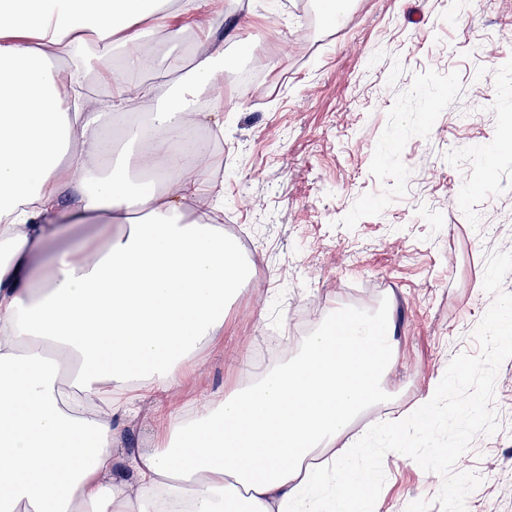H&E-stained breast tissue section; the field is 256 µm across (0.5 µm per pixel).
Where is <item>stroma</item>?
Wrapping results in <instances>:
<instances>
[{
    "instance_id": "1",
    "label": "stroma",
    "mask_w": 512,
    "mask_h": 512,
    "mask_svg": "<svg viewBox=\"0 0 512 512\" xmlns=\"http://www.w3.org/2000/svg\"><path fill=\"white\" fill-rule=\"evenodd\" d=\"M241 0L216 38L256 82L224 83L226 237L251 268L200 349L182 397L201 400L296 354L306 330L346 306L390 312L396 362L388 399L356 426L413 406L460 353L492 303L487 257L512 252V155L484 153L512 127V0H353L340 25L314 0ZM240 40H233V32ZM267 326H260V319ZM498 431L476 437L464 471L480 476L466 512H512V359L500 367ZM154 398L123 431L113 467L155 442ZM378 512L433 500L442 478L404 455L383 459ZM494 499H487V490ZM431 512H440L434 505Z\"/></svg>"
}]
</instances>
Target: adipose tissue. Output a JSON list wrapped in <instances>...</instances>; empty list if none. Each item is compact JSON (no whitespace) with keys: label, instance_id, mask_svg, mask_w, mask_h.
<instances>
[{"label":"adipose tissue","instance_id":"obj_1","mask_svg":"<svg viewBox=\"0 0 512 512\" xmlns=\"http://www.w3.org/2000/svg\"><path fill=\"white\" fill-rule=\"evenodd\" d=\"M234 0H0V512H369L372 451L347 430L387 395L394 324L346 308L292 360L173 405L191 353L224 331L248 277L213 214L215 91ZM193 34L194 60L147 83L140 45ZM111 89L97 104L86 90ZM151 104L145 120L117 118ZM207 204L188 210L189 201ZM449 366L388 437L432 429ZM166 421L113 471L140 392ZM342 448H335L337 437Z\"/></svg>","mask_w":512,"mask_h":512}]
</instances>
